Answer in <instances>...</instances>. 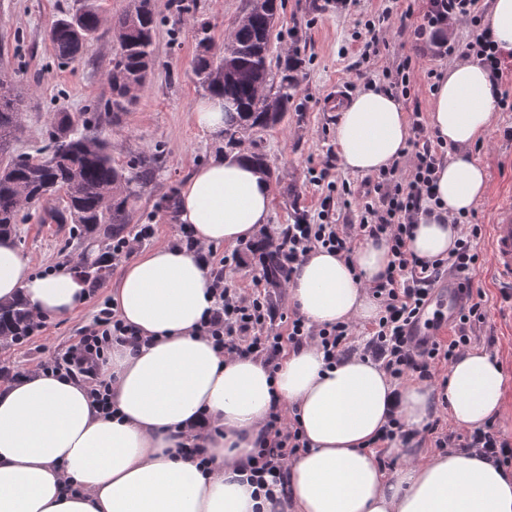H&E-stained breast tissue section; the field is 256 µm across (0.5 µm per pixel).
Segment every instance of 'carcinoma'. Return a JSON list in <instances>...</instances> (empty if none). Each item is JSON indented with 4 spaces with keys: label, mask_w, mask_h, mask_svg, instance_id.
Masks as SVG:
<instances>
[{
    "label": "carcinoma",
    "mask_w": 512,
    "mask_h": 512,
    "mask_svg": "<svg viewBox=\"0 0 512 512\" xmlns=\"http://www.w3.org/2000/svg\"><path fill=\"white\" fill-rule=\"evenodd\" d=\"M278 0H250L245 17L233 28L220 54L212 52L209 27L197 29L199 52L193 73L201 87L224 98V141L233 147L247 135L273 129L288 114L296 83L291 75L295 59L281 63L280 77L270 66L272 34ZM100 16L92 0L74 15L58 20L48 38L55 56L75 59L86 40L99 29ZM156 18L152 0H133L131 8L114 22L122 38L113 59L108 82L112 92V117L127 111L153 63ZM22 100L0 81V235L17 232L21 211L28 204L61 196L63 208L48 218L57 224L76 225L81 234L103 231L107 241L129 229V205L135 186L155 178L157 157H141L130 165L112 160V144L91 128L82 116L60 119L52 133L45 159L12 155L10 148L21 127ZM257 247L266 256V270L279 272L276 248L266 236ZM31 313L17 300L0 305V351L20 344L30 330Z\"/></svg>",
    "instance_id": "1"
}]
</instances>
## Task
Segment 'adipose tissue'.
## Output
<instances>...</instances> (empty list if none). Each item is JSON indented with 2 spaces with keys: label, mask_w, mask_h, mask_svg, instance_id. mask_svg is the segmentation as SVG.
I'll return each instance as SVG.
<instances>
[{
  "label": "adipose tissue",
  "mask_w": 512,
  "mask_h": 512,
  "mask_svg": "<svg viewBox=\"0 0 512 512\" xmlns=\"http://www.w3.org/2000/svg\"><path fill=\"white\" fill-rule=\"evenodd\" d=\"M489 72L450 67L430 105V125L456 147L438 172L439 215L421 217L410 242L424 258L447 256L453 217L486 192V171L469 155L495 109ZM408 118L397 98L368 88L336 127L340 164L375 174L405 154ZM241 149L196 168L179 200L182 223L205 246L234 245L267 223L271 184ZM386 243L366 241L351 261L318 249L291 274L288 292L310 323L362 324L380 307L369 286L387 271ZM209 268L191 251L140 254L111 291L118 313L145 344L117 346L102 367L117 418L103 417L87 387L34 373L0 385V512H512V471L475 451L428 455L396 447L403 465L386 474L369 443L390 418L422 430L439 398L459 428L481 427L503 408L498 359L470 349L448 367L443 392L395 384L372 361L327 365L313 344L287 352L277 370L227 355L194 329L213 300ZM63 319L82 308L87 286L71 267L34 273L11 237H0V303ZM295 414L307 446L288 463V495L256 497L251 457L272 407ZM199 437L207 466L184 456Z\"/></svg>",
  "instance_id": "ef3b65f1"
}]
</instances>
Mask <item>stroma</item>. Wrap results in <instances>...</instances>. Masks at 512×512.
Returning <instances> with one entry per match:
<instances>
[{"instance_id":"stroma-1","label":"stroma","mask_w":512,"mask_h":512,"mask_svg":"<svg viewBox=\"0 0 512 512\" xmlns=\"http://www.w3.org/2000/svg\"><path fill=\"white\" fill-rule=\"evenodd\" d=\"M84 0H0V78L24 96L22 126L14 144L16 153L39 156L50 143L52 124L60 114H83L112 143V157L125 166L142 156H157L159 170L142 188L130 207L131 224H153L155 237L148 248L169 244L179 231L177 214L161 202L180 192L185 179L197 167L223 154L224 137L200 130L192 119L195 105L206 99L197 83L192 60L197 53V28L208 23L214 44H223L248 10L249 0H190L192 7L175 14L172 0H152L157 19L155 63L137 100L120 118H113L107 74L119 50L112 22L131 5V0H95L101 25L79 57L58 60L48 40L56 20L75 13ZM381 0H354L337 10L335 0H282L273 32L274 59L296 57L297 94L284 123L275 129L247 137L250 151L266 154L271 166L272 200L268 230L292 223L296 209L312 211L319 205L322 189L311 181V171L324 160L336 142L340 114L331 100L336 87L359 83L351 54L355 32L377 14ZM414 66L415 93L403 103L406 112H429L433 94L426 73L446 74L462 59L461 52L439 58L415 40L412 31L390 40L366 66L374 84L385 86L383 70L404 57ZM475 161L487 173L483 198L477 202L476 223L488 225L499 204L512 199V112L495 111L484 137L471 149ZM44 205L31 206V217L20 225L14 241L28 259L32 271L41 273L60 265L86 270L105 250L103 237H73L67 224H43ZM122 274L110 269L95 296L71 317L48 318L46 329L8 350L0 351V368L10 375L39 371L53 351L77 342L90 325L98 301L109 298ZM487 301V317L475 334V348L490 350L507 378L502 412L494 422L512 438V335L504 329L512 321V300L505 297L489 263L474 274Z\"/></svg>"}]
</instances>
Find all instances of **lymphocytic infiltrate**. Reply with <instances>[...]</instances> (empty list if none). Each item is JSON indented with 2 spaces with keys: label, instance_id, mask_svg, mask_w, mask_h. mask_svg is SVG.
I'll use <instances>...</instances> for the list:
<instances>
[{
  "label": "lymphocytic infiltrate",
  "instance_id": "f902f5d3",
  "mask_svg": "<svg viewBox=\"0 0 512 512\" xmlns=\"http://www.w3.org/2000/svg\"><path fill=\"white\" fill-rule=\"evenodd\" d=\"M468 18L471 31L462 42L464 55L472 57L492 75L497 105L512 111V70L503 65L500 52L488 25L478 14V0H426L422 12L404 6L403 0H384L380 13L365 23L364 33L355 34L362 61H370L384 44V32L391 19L412 24L415 36L433 35L440 53H451L452 47L441 39L442 29L457 18ZM411 155L408 169L399 165L380 170L371 178V188L355 194L350 184L337 183L332 176L336 167L335 152H327L319 169L313 170L314 184L325 187L316 220L292 224L280 238V275L252 278L250 287L233 283L231 274L240 264L238 252H226L216 246H202L189 225L179 227L171 245L201 254L209 267L207 290L213 298L212 309L196 328L198 334L210 338L215 346L229 355H254L277 368L285 347L302 346L316 340L324 352L327 365L358 352L355 341L366 337L363 356L381 363L395 382L410 378L432 381L436 371L452 363L472 343V331L486 319L484 293L474 287L472 273L483 261L478 250L481 225L468 216L458 219L459 235L448 256L426 259L416 255L409 243L420 215L433 214L439 200L435 193L436 171L448 156V144L432 134L422 117H415L412 135L407 141ZM356 208L361 214L355 224L336 222L337 207ZM385 242L390 261L385 277L372 285V295L380 304L379 316L369 327L360 329L349 323L323 327L310 325L298 312L278 309L270 299L273 287L285 286L294 269L316 249L350 258L357 241ZM458 280L467 295L448 340H433L429 345H413L406 329L425 303L433 287L444 277ZM137 332L126 325L109 301H101L91 325L83 328L78 341L65 351L52 353L41 365L43 372L58 373L83 381L104 417H116L111 401V383L100 368L117 345L139 347ZM434 435L438 448L476 450L492 457L501 466L512 467V440L503 437L493 424H485L467 434L441 429L440 420H432L424 428ZM306 441L297 419L280 409H273L264 434L252 459L248 479L258 494L288 492V462Z\"/></svg>",
  "mask_w": 512,
  "mask_h": 512
}]
</instances>
